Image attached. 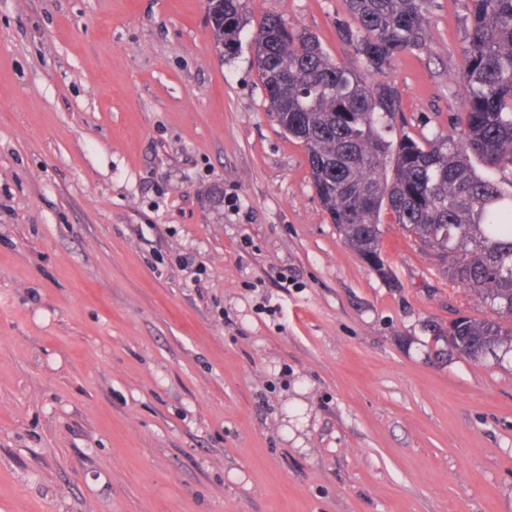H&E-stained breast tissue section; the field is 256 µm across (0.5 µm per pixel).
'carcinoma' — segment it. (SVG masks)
<instances>
[{
    "mask_svg": "<svg viewBox=\"0 0 512 512\" xmlns=\"http://www.w3.org/2000/svg\"><path fill=\"white\" fill-rule=\"evenodd\" d=\"M339 30L359 66L334 61L309 31L265 16L255 36L268 111L303 143L314 190L363 262L381 258L382 224L399 225L446 265L448 280L489 308L434 337L473 362L512 352V0H470L459 78L465 111L446 135L395 131L400 93L389 73L403 53L429 48L434 0H346ZM220 53L238 52L241 0H208Z\"/></svg>",
    "mask_w": 512,
    "mask_h": 512,
    "instance_id": "cac0c4a2",
    "label": "carcinoma"
}]
</instances>
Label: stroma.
Returning <instances> with one entry per match:
<instances>
[{"instance_id":"1","label":"stroma","mask_w":512,"mask_h":512,"mask_svg":"<svg viewBox=\"0 0 512 512\" xmlns=\"http://www.w3.org/2000/svg\"><path fill=\"white\" fill-rule=\"evenodd\" d=\"M469 0L398 57L397 126L463 110ZM0 0V512H512V353L431 351L482 304L398 225L343 243L252 38L338 62L345 0ZM213 39L220 53L231 57L238 52L239 36L244 26L241 0H208Z\"/></svg>"}]
</instances>
